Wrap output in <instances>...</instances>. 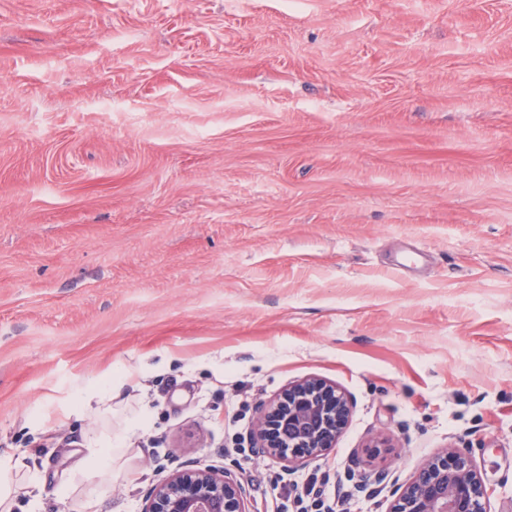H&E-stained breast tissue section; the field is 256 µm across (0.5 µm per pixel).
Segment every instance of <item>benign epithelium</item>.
<instances>
[{
  "label": "benign epithelium",
  "mask_w": 512,
  "mask_h": 512,
  "mask_svg": "<svg viewBox=\"0 0 512 512\" xmlns=\"http://www.w3.org/2000/svg\"><path fill=\"white\" fill-rule=\"evenodd\" d=\"M353 408L340 387L310 377L284 389L260 410L253 451L288 464L314 460L335 447ZM357 488L387 492V512H486L487 489L471 459L457 448L422 462L399 485L382 470ZM143 512H248L245 489L229 470L187 469L156 486Z\"/></svg>",
  "instance_id": "obj_1"
}]
</instances>
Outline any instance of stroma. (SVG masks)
Listing matches in <instances>:
<instances>
[{"label":"stroma","mask_w":512,"mask_h":512,"mask_svg":"<svg viewBox=\"0 0 512 512\" xmlns=\"http://www.w3.org/2000/svg\"><path fill=\"white\" fill-rule=\"evenodd\" d=\"M310 376L354 400L335 448L255 455ZM109 430L133 475L72 477ZM448 447L512 512V0H0L14 512H142L196 467L249 512H386L348 472ZM125 383L126 378L112 379V381L106 383L104 386L91 388L86 397L87 403L96 400L99 405H104L106 411L111 410L112 406H106V404L111 402L114 396L119 395Z\"/></svg>","instance_id":"stroma-1"}]
</instances>
